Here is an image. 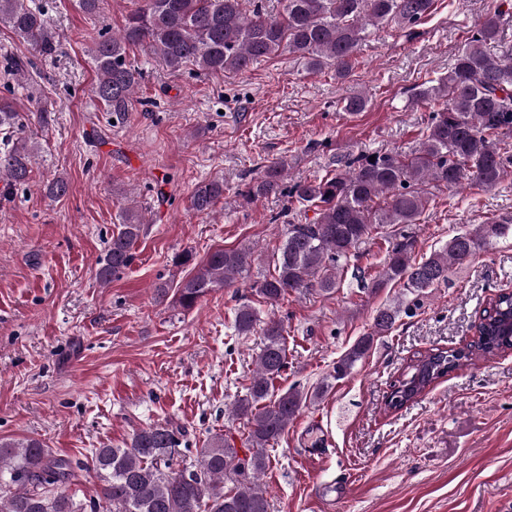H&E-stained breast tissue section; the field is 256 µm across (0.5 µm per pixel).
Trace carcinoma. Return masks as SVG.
<instances>
[{
    "instance_id": "cac0c4a2",
    "label": "carcinoma",
    "mask_w": 512,
    "mask_h": 512,
    "mask_svg": "<svg viewBox=\"0 0 512 512\" xmlns=\"http://www.w3.org/2000/svg\"><path fill=\"white\" fill-rule=\"evenodd\" d=\"M245 0H144L131 12L117 34L100 35L88 54L96 79L91 95L112 113V122H124L141 82V72L127 59L132 47L148 48L172 71L188 65L208 74L239 73L263 57L286 49L307 60L316 72L332 66L336 78L346 80L368 27L421 22L434 0H283L282 11L270 13L256 4L243 10ZM0 27L20 43L49 56L60 46V36L44 12L28 0H0ZM500 14L486 16L482 25L458 51L448 75L417 92L419 101L433 105L430 124L422 132L419 149L411 155L398 151L345 156L334 175L288 182V160L273 159L260 166L242 195L254 201L280 194L288 204L312 208L314 217L287 224L282 244L274 252V271L251 284L258 302L277 306L287 295L318 290L332 292L360 245L380 238L388 243L385 263L374 287L389 282L410 293H420L448 280L455 265L477 248L512 231V218L491 220L476 233L459 232L428 258L412 259L413 236L392 234L394 224H415L428 208L427 186L458 187L470 180L486 187L499 182L512 164V51L502 55L488 47L500 42ZM31 61L17 54L3 56L4 71L29 72ZM23 125L12 101L0 97V130ZM37 151L22 139L0 149V183L7 191L28 183ZM375 161H369V157ZM46 196L68 195L69 182L57 176L44 185ZM224 197V180L199 183L190 207L209 214ZM142 219L126 210L118 231L112 233L99 260L97 277L103 284L120 276L134 260ZM249 247L217 248L189 278L176 288V301L185 309L217 288L233 286L249 272ZM400 304L380 308L372 331L341 355L331 378L348 376L371 349L375 337L393 328ZM512 295L491 299L476 325L474 339L463 347L418 357L408 365L413 388L411 401L447 372L469 362L512 350ZM260 322L247 301L236 308L234 331L251 335ZM262 346L246 393L236 399L231 413L250 425V456H239L224 435L207 438L195 468L174 467L184 430L173 423L154 424L136 431L123 448H94L90 462L101 482V494L86 502L63 491L80 462L58 456L37 439L0 441V512H270L267 490L260 482L267 467L265 449L276 443L296 419L302 406L319 396L292 386L277 394L273 382L287 368L283 321L270 318L261 328ZM231 482L233 488L224 490Z\"/></svg>"
}]
</instances>
